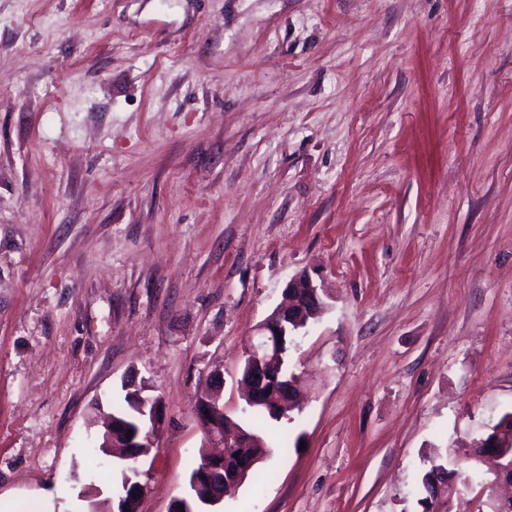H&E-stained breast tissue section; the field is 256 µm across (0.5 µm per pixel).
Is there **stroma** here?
Listing matches in <instances>:
<instances>
[{
	"label": "stroma",
	"instance_id": "35a3bbf8",
	"mask_svg": "<svg viewBox=\"0 0 512 512\" xmlns=\"http://www.w3.org/2000/svg\"><path fill=\"white\" fill-rule=\"evenodd\" d=\"M302 272L304 406L218 512H421L512 414V0H0V512L116 491L131 378L167 512ZM128 390L137 389L134 394L137 401L135 408L137 411L138 430H131L129 426L122 422H116V419L126 420L132 426H135L133 421L134 411L132 409L131 401L128 392L124 396V404H119L112 407V415H106V431L98 448H102L103 453L107 454L109 448H153L155 440L162 422V404L156 402L153 397H145L142 395L144 388L141 389L136 383L131 382L127 385ZM133 431L131 438L127 437V433ZM144 432H148L147 438L144 441L138 440ZM149 441V443H147ZM144 445L143 447H138ZM443 472H448V470L442 464L435 463V461H431L430 467L423 472L421 476L423 496L418 500L419 505L422 507V512H444L447 509L450 510V502H448L441 495L435 500V505L433 502V494L435 491L436 483L437 481L443 482L441 479L443 477ZM451 478L452 473L448 472L449 495L452 494L453 490V484L449 483ZM433 505L436 511L431 510Z\"/></svg>",
	"mask_w": 512,
	"mask_h": 512
}]
</instances>
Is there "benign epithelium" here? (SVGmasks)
<instances>
[{"instance_id": "7a95c632", "label": "benign epithelium", "mask_w": 512, "mask_h": 512, "mask_svg": "<svg viewBox=\"0 0 512 512\" xmlns=\"http://www.w3.org/2000/svg\"><path fill=\"white\" fill-rule=\"evenodd\" d=\"M324 289L320 288L312 278L305 274H297L292 277L285 288V302L277 306L265 321L251 335L245 345L244 359L246 367L251 373V383L245 386V400L252 403L257 400V390L268 382H273L280 387L272 400V409L279 415L298 407L297 396L299 392L300 378L291 379L281 376V363L283 361L282 339L285 336H295L302 329L311 324L325 308ZM127 389L136 390L135 408L137 411L138 430L132 437H127L130 427L122 422L106 416V431L103 442L99 444L103 453H108L111 448H123L122 459L127 461L123 472L122 483L125 490L129 491L130 498L140 499L145 491L140 482L141 475L139 461L144 454L132 455L127 452L129 448H136L142 444L146 448L154 447L155 440L162 422V404L151 397L143 396V389L131 382ZM196 413L206 438L211 446L222 448L235 439L237 441H249L250 436L236 428L229 431L225 426L224 404L220 403L218 394L211 392L196 407ZM492 451L481 458L491 471L498 476H506L512 473V450L506 451L508 444L494 441L490 444ZM221 456L204 454L201 471L189 479L191 495L188 498L175 499L168 512H200L197 506H215L222 497L211 496L207 491L210 478L222 469ZM89 499L88 512H126L128 510L125 497H119L117 508H111V503H102L96 500L97 494L85 492Z\"/></svg>"}]
</instances>
